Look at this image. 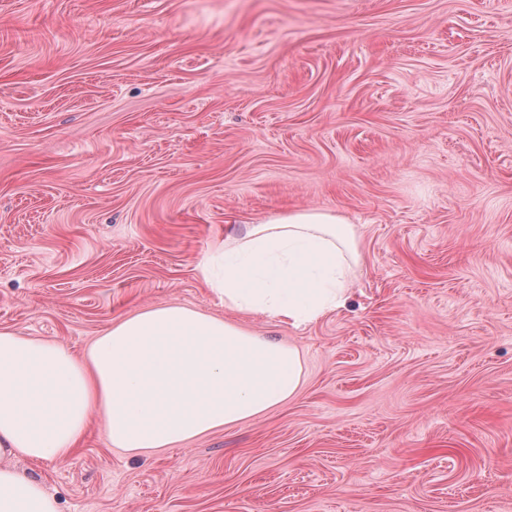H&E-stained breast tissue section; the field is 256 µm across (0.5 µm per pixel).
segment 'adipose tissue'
Instances as JSON below:
<instances>
[{
  "mask_svg": "<svg viewBox=\"0 0 512 512\" xmlns=\"http://www.w3.org/2000/svg\"><path fill=\"white\" fill-rule=\"evenodd\" d=\"M361 263L346 216L293 209L227 235L198 270L225 308L297 327L345 306ZM302 379L296 347L179 304L125 316L79 358L0 330V512H59L15 463L68 456L91 417L113 447L164 448L261 417Z\"/></svg>",
  "mask_w": 512,
  "mask_h": 512,
  "instance_id": "obj_1",
  "label": "adipose tissue"
}]
</instances>
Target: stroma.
<instances>
[{
  "label": "stroma",
  "mask_w": 512,
  "mask_h": 512,
  "mask_svg": "<svg viewBox=\"0 0 512 512\" xmlns=\"http://www.w3.org/2000/svg\"><path fill=\"white\" fill-rule=\"evenodd\" d=\"M291 208L358 224L301 328L197 271ZM180 304L297 396L138 454L20 461L60 512H512V0H0V329L83 355Z\"/></svg>",
  "instance_id": "1"
}]
</instances>
